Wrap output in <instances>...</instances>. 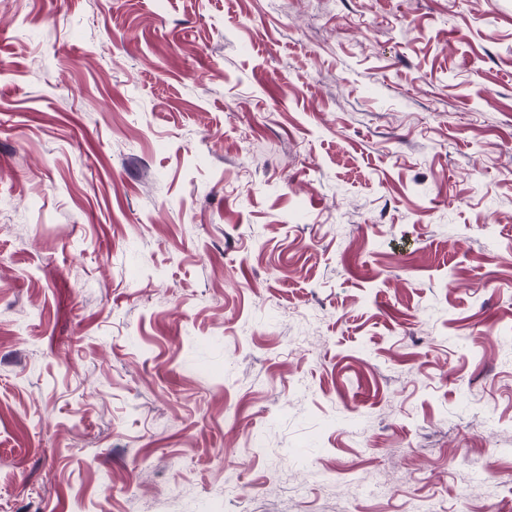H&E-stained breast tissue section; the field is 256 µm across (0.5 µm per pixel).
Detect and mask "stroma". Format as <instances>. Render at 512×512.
I'll return each instance as SVG.
<instances>
[{"label":"stroma","instance_id":"obj_1","mask_svg":"<svg viewBox=\"0 0 512 512\" xmlns=\"http://www.w3.org/2000/svg\"><path fill=\"white\" fill-rule=\"evenodd\" d=\"M512 512V0H0V512Z\"/></svg>","mask_w":512,"mask_h":512}]
</instances>
